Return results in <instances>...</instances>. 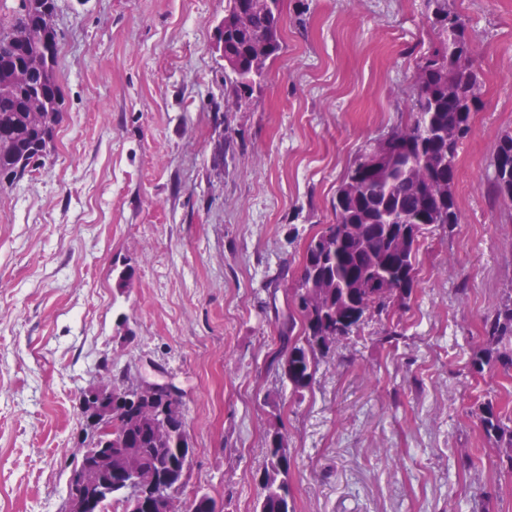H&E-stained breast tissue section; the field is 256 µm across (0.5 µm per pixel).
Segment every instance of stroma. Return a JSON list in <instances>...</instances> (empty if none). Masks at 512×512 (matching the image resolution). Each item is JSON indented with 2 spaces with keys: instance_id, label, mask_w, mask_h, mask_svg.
Wrapping results in <instances>:
<instances>
[{
  "instance_id": "1",
  "label": "stroma",
  "mask_w": 512,
  "mask_h": 512,
  "mask_svg": "<svg viewBox=\"0 0 512 512\" xmlns=\"http://www.w3.org/2000/svg\"><path fill=\"white\" fill-rule=\"evenodd\" d=\"M446 5L483 79L456 160L461 220L428 226L409 309L369 319L299 398L269 367L270 282L332 223L348 166L405 120L433 0H282L283 50L242 99L214 48L224 0H57L56 148L0 186V512H58L77 393L120 369L184 392V495L220 512H253L274 424L296 512H512L471 417L512 374L464 372L512 286V208L486 181L512 133V0Z\"/></svg>"
}]
</instances>
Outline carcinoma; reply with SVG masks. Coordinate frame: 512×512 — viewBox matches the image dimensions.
<instances>
[{
  "instance_id": "1",
  "label": "carcinoma",
  "mask_w": 512,
  "mask_h": 512,
  "mask_svg": "<svg viewBox=\"0 0 512 512\" xmlns=\"http://www.w3.org/2000/svg\"><path fill=\"white\" fill-rule=\"evenodd\" d=\"M38 12L36 0H18L11 15L0 17V65L8 62L13 67L10 73L0 69V178L13 182L24 178L33 159L48 158L63 120L58 83L60 38L56 32L47 38L38 36ZM224 17V79L242 97L261 82L268 64L280 54L282 26L280 18L271 14L240 16L235 0H225ZM435 40L430 53L433 63L416 67L421 90L411 91L408 118L388 132L393 142L379 181L364 178L358 185L352 183L355 166L367 158L365 153L360 155L337 189L343 196L334 205V222L324 225L307 244L297 278L283 290L277 284L285 274L272 280V295L284 292L288 312L278 318L279 348L269 367L295 395L313 389L320 365L335 355L343 336L359 330L368 316L388 313L389 303L369 286L374 269L391 276L390 287L396 290L398 303L407 306L411 302L418 287L420 240L400 251L397 241L405 235L406 225L438 224L451 233L460 222L456 195L448 192L455 169L429 170L422 161L448 151V143L428 133L434 127L461 129L454 147L459 150L477 107L471 89L480 79L474 68L464 72L448 67L447 25L435 27ZM34 55L42 58L35 79L43 96V113L37 123L24 111L29 83L15 75ZM450 83L461 91L455 103L448 102ZM500 156L512 166L511 133L502 135L495 145L493 158ZM488 188L495 201L502 202L512 188V170L500 179L489 176ZM338 325L345 335L336 334ZM467 368L475 380L512 370V287L484 315L480 343ZM183 405L182 394L170 391L154 392L138 403L112 402L113 496L101 501L98 512H110L117 504L122 512H131L125 476L131 469L155 470L163 485H186L193 452L180 418ZM473 416L479 432L494 446L496 468L512 477V417L503 414L491 398ZM293 469L287 436L273 425L266 433L255 512H295Z\"/></svg>"
}]
</instances>
